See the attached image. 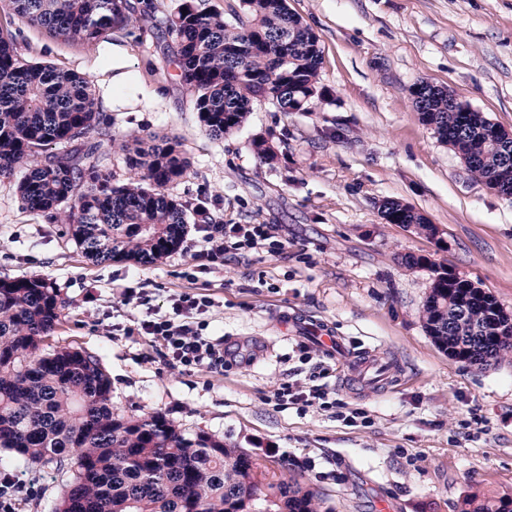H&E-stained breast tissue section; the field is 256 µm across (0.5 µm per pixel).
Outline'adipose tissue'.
Wrapping results in <instances>:
<instances>
[{"label":"adipose tissue","mask_w":512,"mask_h":512,"mask_svg":"<svg viewBox=\"0 0 512 512\" xmlns=\"http://www.w3.org/2000/svg\"><path fill=\"white\" fill-rule=\"evenodd\" d=\"M127 47L101 43L90 68L96 74V98L98 107L104 112H114L130 104L136 92L138 77L128 69Z\"/></svg>","instance_id":"1"}]
</instances>
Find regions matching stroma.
<instances>
[{
  "mask_svg": "<svg viewBox=\"0 0 512 512\" xmlns=\"http://www.w3.org/2000/svg\"><path fill=\"white\" fill-rule=\"evenodd\" d=\"M178 0H153L163 21ZM320 39L322 96L306 111L255 105L237 132L214 139L164 55L156 24L113 40L126 43L138 90H159L151 112H116L108 135H91L116 181L132 171L119 149L135 134L175 136L192 166L171 194L199 199L228 224L273 225L259 251L228 253L223 267L190 281L189 229L154 264L90 263L65 232L22 203L0 179V279L39 278L68 304L46 348L97 355L115 408L163 413L186 436L204 432L250 454H265L333 512H458L472 494L512 498V360L477 369L452 360L425 331L432 286L425 256L495 296L512 314V200L490 192L459 155L422 124L409 94L425 81L453 89L512 132V0H288ZM23 58L80 70L95 48L21 27ZM277 155L261 161L254 138ZM401 200L442 232L441 240L386 223L380 205ZM142 281L160 312L180 292L214 305L206 332L224 340V365L184 372L159 344L126 335L140 318L120 287ZM326 323L348 350L371 351L403 376L389 391H359L330 377L337 399L361 411L356 425L331 410L279 406L274 391L307 382L310 362L296 344ZM33 497L15 512H53L62 476L17 467Z\"/></svg>",
  "mask_w": 512,
  "mask_h": 512,
  "instance_id": "35a3bbf8",
  "label": "stroma"
}]
</instances>
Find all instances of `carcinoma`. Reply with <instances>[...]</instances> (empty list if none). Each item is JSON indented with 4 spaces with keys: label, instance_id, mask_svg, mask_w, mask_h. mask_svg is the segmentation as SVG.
<instances>
[{
    "label": "carcinoma",
    "instance_id": "1",
    "mask_svg": "<svg viewBox=\"0 0 512 512\" xmlns=\"http://www.w3.org/2000/svg\"><path fill=\"white\" fill-rule=\"evenodd\" d=\"M232 20L198 0H181L166 17V54L192 96L208 135L239 130L253 106L303 112L321 93L318 36L287 0H238ZM144 0H0V14L51 36L90 44L110 40L150 18ZM423 124L452 147L467 172L512 199V145L500 144L491 120L447 89L421 81L410 89ZM91 83L80 73L24 59L12 31L0 32V179L34 154L16 189L23 204L67 233L96 263L152 264L175 251L187 225L217 218L203 202L167 192L190 168L176 137L135 136L121 144L134 177L112 182L91 144L53 148L102 133ZM390 224L431 225L412 207L385 201ZM66 302L35 278L0 280V450L14 466L68 473L55 512H331L295 477L270 479L258 460L206 433L187 437L162 414L112 410L110 377L91 353L41 349L62 322ZM422 320L434 344L470 365L512 355L499 335L500 305L458 276L432 283ZM459 512H512V499L471 495Z\"/></svg>",
    "mask_w": 512,
    "mask_h": 512
}]
</instances>
